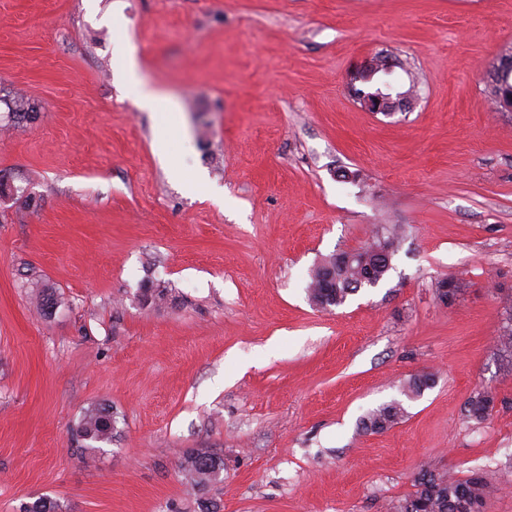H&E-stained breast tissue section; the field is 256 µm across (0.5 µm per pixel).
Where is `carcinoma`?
<instances>
[{
    "label": "carcinoma",
    "instance_id": "obj_1",
    "mask_svg": "<svg viewBox=\"0 0 512 512\" xmlns=\"http://www.w3.org/2000/svg\"><path fill=\"white\" fill-rule=\"evenodd\" d=\"M489 94L494 102L512 95V70L498 77L497 83H489ZM10 115L18 123L32 122L38 116V108L31 99L21 93L1 97ZM398 230L393 228L387 235L377 236L362 247L365 260H354L349 264L338 261L332 254L315 266L310 273L307 293L311 303L319 308L339 307L349 296L358 291V286L379 284L391 269L388 259L397 251ZM429 374H417L404 392L413 399L429 387ZM406 414L400 400H391L366 412L359 424L363 431L379 433L401 421ZM118 414L106 407L86 410L76 425L77 434L92 443H106L118 433ZM223 460L209 452H193L182 458L180 470L192 487L200 490L219 480ZM415 490L392 503L390 512H484L494 488L485 478L473 474L466 479H457L436 464L423 465L415 475ZM63 506L56 501L40 498L25 506L23 512H62Z\"/></svg>",
    "mask_w": 512,
    "mask_h": 512
}]
</instances>
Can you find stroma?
Listing matches in <instances>:
<instances>
[{
    "label": "stroma",
    "instance_id": "stroma-1",
    "mask_svg": "<svg viewBox=\"0 0 512 512\" xmlns=\"http://www.w3.org/2000/svg\"><path fill=\"white\" fill-rule=\"evenodd\" d=\"M511 52L512 0H0V91L40 109L0 103V512H389L429 462L512 512V112L488 96ZM378 53L409 109L356 100ZM387 224L386 278L313 307L311 269ZM95 406L119 433L86 449ZM193 450L224 461L201 491ZM125 80L134 88V102L143 110H153L162 95L155 88L145 83L139 75L138 64L134 55L130 54L124 64ZM1 96L0 101L3 102L10 115L18 123L32 122L38 116V108L31 99L21 93L8 95V98ZM406 409L401 400H391L369 410L360 419L359 424L364 432L379 433L386 431L401 421Z\"/></svg>",
    "mask_w": 512,
    "mask_h": 512
}]
</instances>
